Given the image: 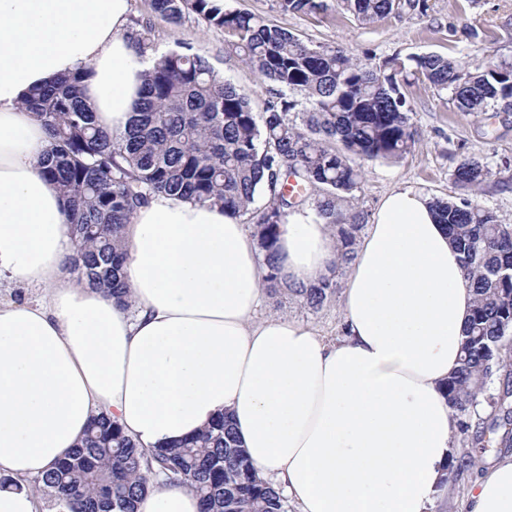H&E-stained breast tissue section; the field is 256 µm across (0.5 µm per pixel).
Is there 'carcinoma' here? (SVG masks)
<instances>
[{"instance_id": "cac0c4a2", "label": "carcinoma", "mask_w": 512, "mask_h": 512, "mask_svg": "<svg viewBox=\"0 0 512 512\" xmlns=\"http://www.w3.org/2000/svg\"><path fill=\"white\" fill-rule=\"evenodd\" d=\"M283 12L315 14L321 0H277ZM171 24L192 13L224 29L229 51L273 83L275 97L257 117L247 95L220 79L189 50L153 53L151 32L133 38L150 57L130 127L111 135L96 122L76 73L34 91L24 106L47 132L41 172L57 183L71 224L73 277L129 306L123 276L122 228L156 195L218 205L253 226L270 294L288 295L317 310L336 293V269L309 288H293L277 273L275 244L290 211L314 193L318 217L333 226L339 267L354 258L363 215L339 202L362 179L351 156L396 161L411 153L416 130L403 87L413 80L437 95L450 94L459 112L478 114L512 100V61L472 71L438 54L361 64L338 47L305 41L265 18L230 10L216 0H152ZM336 8L370 24L404 9L426 10L424 0H336ZM304 96L300 121L288 118ZM488 170L477 159L455 170L462 185L481 183ZM260 194L264 208L254 207ZM438 222L460 254L475 304L463 336L459 369L445 384L460 411L485 402L489 418L472 435L474 448L512 451V227L468 199H434ZM498 381L496 393L489 385ZM165 485L194 484L201 512H288L281 493L259 477L238 445L230 418L213 421L178 446L150 452L104 416L92 418L79 446L31 486L53 498L60 512H136L149 489L147 475Z\"/></svg>"}]
</instances>
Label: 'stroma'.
Returning a JSON list of instances; mask_svg holds the SVG:
<instances>
[{
    "label": "stroma",
    "mask_w": 512,
    "mask_h": 512,
    "mask_svg": "<svg viewBox=\"0 0 512 512\" xmlns=\"http://www.w3.org/2000/svg\"><path fill=\"white\" fill-rule=\"evenodd\" d=\"M230 9L250 11L288 29L306 41L338 47L353 58L375 65L411 54H439L468 68L488 54L512 61V0H427L426 12L405 11L372 23H360L335 5L315 15L281 13L274 0H226ZM149 27L157 52L190 48L223 80L248 94L256 115H263L273 93L242 59L225 47L221 28L190 14L181 24L167 23L151 7V0H130L128 31ZM411 121L420 138L413 151L399 161L362 160L363 178L345 210L372 217L391 192L413 190L429 198H466L512 226V108L498 105L476 116L458 112L425 83L405 86ZM476 158L489 174L469 189L454 179L463 161ZM259 316L285 315L300 319L326 336L341 333L338 300L311 310L286 296L265 298Z\"/></svg>",
    "instance_id": "1"
}]
</instances>
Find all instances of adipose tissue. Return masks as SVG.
<instances>
[{
	"mask_svg": "<svg viewBox=\"0 0 512 512\" xmlns=\"http://www.w3.org/2000/svg\"><path fill=\"white\" fill-rule=\"evenodd\" d=\"M129 0H0V512H39L25 485L104 413L146 450L228 415L258 475L299 512H434L459 416L443 385L474 305L430 200L388 194L358 240L329 340L257 318L267 268L220 207L160 195L123 230L131 309L68 278L69 214L39 164L49 141L32 90L85 72L101 128L127 130L149 67L126 32ZM279 274L310 287L338 261L330 225L289 216ZM137 512H200L187 484ZM468 512H512V457L490 463Z\"/></svg>",
	"mask_w": 512,
	"mask_h": 512,
	"instance_id": "1",
	"label": "adipose tissue"
}]
</instances>
